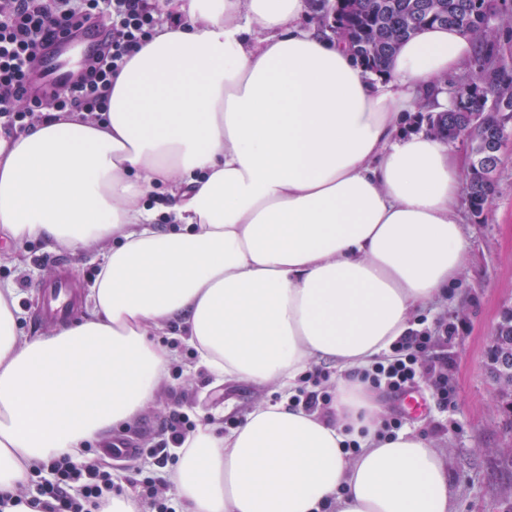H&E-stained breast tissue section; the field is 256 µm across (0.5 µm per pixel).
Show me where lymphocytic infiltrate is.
<instances>
[{"instance_id":"lymphocytic-infiltrate-1","label":"lymphocytic infiltrate","mask_w":512,"mask_h":512,"mask_svg":"<svg viewBox=\"0 0 512 512\" xmlns=\"http://www.w3.org/2000/svg\"><path fill=\"white\" fill-rule=\"evenodd\" d=\"M161 20L151 0H0V127L21 132L35 113L50 111L104 120L113 75ZM94 26L104 28L106 35L77 78L51 94L27 92L30 71L44 53ZM430 343L428 332H410L362 369V380L397 396L425 378L437 404L448 406L454 398L448 362L430 356ZM48 468L49 477L36 482L30 501L38 512H89L112 493V473L97 461L79 465L64 456L51 460Z\"/></svg>"}]
</instances>
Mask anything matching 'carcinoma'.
Masks as SVG:
<instances>
[{
    "mask_svg": "<svg viewBox=\"0 0 512 512\" xmlns=\"http://www.w3.org/2000/svg\"><path fill=\"white\" fill-rule=\"evenodd\" d=\"M428 0H311L312 19L345 40L360 64L377 72L396 50L399 41L429 26H456L467 32L484 60L480 74L464 73L451 83L456 99L440 104L424 116L428 131L444 141L470 143V176L465 193L472 212L479 216L494 191L498 153L490 146L505 135L512 121L499 104V89L512 85V58L488 44L491 22L499 19L490 0H436L443 10L418 17L413 13Z\"/></svg>",
    "mask_w": 512,
    "mask_h": 512,
    "instance_id": "cac0c4a2",
    "label": "carcinoma"
}]
</instances>
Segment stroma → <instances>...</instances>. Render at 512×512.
<instances>
[{"label": "stroma", "mask_w": 512, "mask_h": 512, "mask_svg": "<svg viewBox=\"0 0 512 512\" xmlns=\"http://www.w3.org/2000/svg\"><path fill=\"white\" fill-rule=\"evenodd\" d=\"M460 214L469 249L457 282L447 296L413 317L433 337L430 355L448 361L455 403L448 408L431 405L425 415L406 417L403 426L421 433L443 453L455 512H512V456L501 452L512 445V412L500 404L488 368L495 326L503 309L512 307V125L501 151L495 191L483 215L474 216L466 205ZM101 259L94 245L76 253L40 240L20 245L1 239L0 285L15 290L21 331L35 337L58 329L56 321L38 320L36 309L42 286L65 274L72 279L71 319L81 320L85 310L80 298L94 282ZM449 324L456 331L447 340L443 334ZM167 332L166 342L176 346L178 358L154 401L132 422L104 431L96 447L116 441L134 448L158 447L167 440V426L178 411L229 431L246 412L270 399L269 389L248 381L214 382L204 369L196 368V356L179 342L177 327H168ZM111 466L118 483L132 486L151 476L161 495H174L169 465L130 456L112 460Z\"/></svg>", "instance_id": "1"}]
</instances>
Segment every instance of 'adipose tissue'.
<instances>
[{
    "mask_svg": "<svg viewBox=\"0 0 512 512\" xmlns=\"http://www.w3.org/2000/svg\"><path fill=\"white\" fill-rule=\"evenodd\" d=\"M158 3L186 22L127 61L107 122L59 112L0 135V238L103 252L87 317L51 335H23L0 289V497L53 457L85 463L154 400L176 357L155 337L176 321L199 367L281 394L187 437L170 471L186 512H453L443 454L410 430L381 438L354 373L468 250L465 159L402 122L473 39L425 28L370 78L301 23L307 0ZM320 361L340 371L334 403L293 406Z\"/></svg>",
    "mask_w": 512,
    "mask_h": 512,
    "instance_id": "1",
    "label": "adipose tissue"
}]
</instances>
